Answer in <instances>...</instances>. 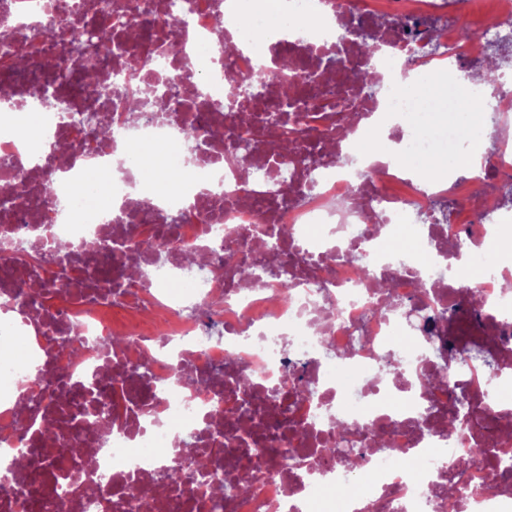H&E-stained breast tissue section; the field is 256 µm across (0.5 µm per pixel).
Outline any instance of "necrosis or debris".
Returning a JSON list of instances; mask_svg holds the SVG:
<instances>
[{
	"label": "necrosis or debris",
	"mask_w": 512,
	"mask_h": 512,
	"mask_svg": "<svg viewBox=\"0 0 512 512\" xmlns=\"http://www.w3.org/2000/svg\"><path fill=\"white\" fill-rule=\"evenodd\" d=\"M179 2L182 33L150 26L169 0H0V76L11 77V108L0 113V242L24 252L14 274L0 267V453L25 463L0 486V512H512V485L495 467L512 458L499 431L512 419V291L502 286L512 275V202L470 164L488 126L487 160L512 177V86L495 81L492 108L459 137L448 169L415 174L402 156L373 149L382 135L430 158L397 116L412 90L393 79L394 63L434 82L511 51L512 0H494L478 19L474 0H320L318 19L310 0H288L298 35L266 26L258 42L240 21L258 20L269 0H247L234 14L228 0ZM76 4L86 20L109 15L139 34L135 55L99 63L104 80L160 51L161 86L209 51L179 98L199 148L183 146L179 125L152 112L132 121L115 98L82 92L68 32L49 40L34 29L44 11ZM352 16L360 35L345 31ZM364 35L379 54H361ZM17 48L26 54L20 67L9 56ZM356 64L383 97L351 81ZM276 72L287 86L225 110L228 86ZM42 96L105 119L111 141L58 126L54 112L36 107ZM275 112L302 130L285 156L261 131ZM240 134L252 141L246 164L232 146ZM137 142L180 145L178 183L145 179L127 156L92 179L118 146ZM440 197L448 221L419 227ZM171 217L165 242L156 231ZM403 230L411 250L388 248ZM261 246L291 271L241 287L238 269ZM381 278L391 285L386 301ZM420 279L431 283L428 298L418 295ZM452 299L462 311L429 329L431 309ZM406 333L412 347L403 350L395 339ZM119 336L124 344L111 348ZM474 345L493 369L459 364ZM432 373L448 386L418 393ZM114 398L112 424L77 410ZM463 398L474 412L448 434L437 411ZM237 411L246 426L227 432L224 419ZM46 419L67 450L59 464L45 457ZM340 424L361 434L358 470L323 449ZM464 455L471 464L456 492L444 493ZM257 470L251 490H235ZM163 471L179 482L159 484ZM208 471L227 488L223 506ZM341 484L348 496H337Z\"/></svg>",
	"instance_id": "necrosis-or-debris-1"
}]
</instances>
